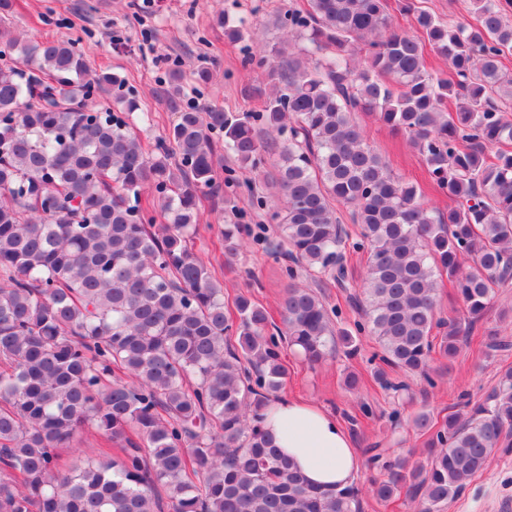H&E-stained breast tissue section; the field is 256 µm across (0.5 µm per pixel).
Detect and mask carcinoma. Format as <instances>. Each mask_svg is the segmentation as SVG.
I'll return each mask as SVG.
<instances>
[{"label":"carcinoma","instance_id":"1","mask_svg":"<svg viewBox=\"0 0 512 512\" xmlns=\"http://www.w3.org/2000/svg\"><path fill=\"white\" fill-rule=\"evenodd\" d=\"M13 7L0 0V512H361L358 485L320 490L278 452L264 411L287 374L284 348L317 364L338 346L356 353L360 336L375 343L368 363L384 389L408 390L396 371L434 386L433 355L454 363L512 282L502 0H469L457 21L401 0L414 34L394 26L390 0H309L276 19L288 41L248 54L273 60L260 112L184 102L185 80L206 83L211 70L171 62L158 97L177 119L150 153L125 80L93 70L77 38L11 36ZM224 36L250 33L226 19ZM429 51L452 79L427 69ZM358 112L407 136L454 202L447 212L391 173ZM271 146L284 198L276 253L289 261L280 326L246 296L227 316L194 245L200 196L258 169ZM340 207L361 225L352 250L366 255L349 329L334 328L341 309L296 284L304 271L345 287ZM249 240L264 237L225 225V256ZM441 273L462 322L437 317ZM410 425L427 436V464L366 449L383 471L373 492L441 512L512 449V368L468 413L437 422L421 411ZM88 428L118 454L63 460L59 449Z\"/></svg>","mask_w":512,"mask_h":512}]
</instances>
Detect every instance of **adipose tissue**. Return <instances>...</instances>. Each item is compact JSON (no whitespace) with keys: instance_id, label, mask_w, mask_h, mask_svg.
I'll return each mask as SVG.
<instances>
[{"instance_id":"obj_1","label":"adipose tissue","mask_w":512,"mask_h":512,"mask_svg":"<svg viewBox=\"0 0 512 512\" xmlns=\"http://www.w3.org/2000/svg\"><path fill=\"white\" fill-rule=\"evenodd\" d=\"M263 428L310 483L333 488L355 481L359 459L350 437L336 416L318 405L278 396L266 411Z\"/></svg>"}]
</instances>
